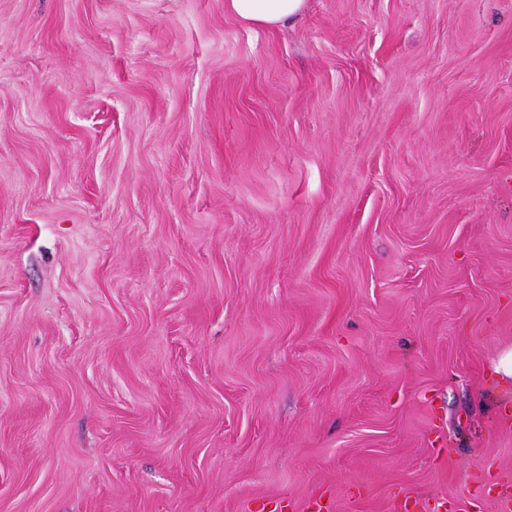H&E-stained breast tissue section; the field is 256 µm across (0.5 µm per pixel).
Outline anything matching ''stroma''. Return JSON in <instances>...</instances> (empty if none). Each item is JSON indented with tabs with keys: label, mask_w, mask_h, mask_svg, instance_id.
Segmentation results:
<instances>
[{
	"label": "stroma",
	"mask_w": 512,
	"mask_h": 512,
	"mask_svg": "<svg viewBox=\"0 0 512 512\" xmlns=\"http://www.w3.org/2000/svg\"><path fill=\"white\" fill-rule=\"evenodd\" d=\"M512 0H0V512H503ZM305 0H225L224 10L261 28L279 27L300 17Z\"/></svg>",
	"instance_id": "stroma-1"
}]
</instances>
